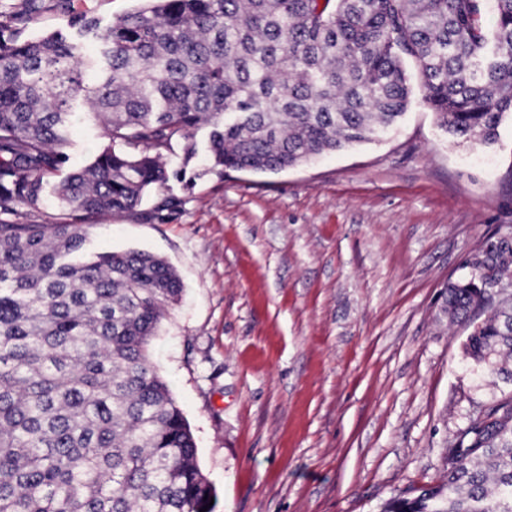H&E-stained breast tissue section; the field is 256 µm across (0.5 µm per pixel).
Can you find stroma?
Instances as JSON below:
<instances>
[{"label": "stroma", "instance_id": "35a3bbf8", "mask_svg": "<svg viewBox=\"0 0 512 512\" xmlns=\"http://www.w3.org/2000/svg\"><path fill=\"white\" fill-rule=\"evenodd\" d=\"M411 84L377 140L278 173L211 168L200 129L134 211L93 218L90 251H149L179 274L150 354L213 512H380L443 482L458 425L495 390L442 293L512 235V117L493 144L456 143ZM70 139L73 168L106 143L84 120Z\"/></svg>", "mask_w": 512, "mask_h": 512}]
</instances>
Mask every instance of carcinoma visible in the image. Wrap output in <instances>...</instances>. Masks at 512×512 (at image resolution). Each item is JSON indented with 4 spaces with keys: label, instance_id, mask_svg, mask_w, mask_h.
Segmentation results:
<instances>
[{
    "label": "carcinoma",
    "instance_id": "obj_1",
    "mask_svg": "<svg viewBox=\"0 0 512 512\" xmlns=\"http://www.w3.org/2000/svg\"><path fill=\"white\" fill-rule=\"evenodd\" d=\"M72 29L96 22L51 0ZM146 0L96 33L25 38L39 0L0 10V512H200L215 490L149 345L182 286L143 250L93 254L90 218L130 212L167 179L164 156L277 173L367 142L410 104L404 59L458 142L490 144L512 115V0ZM81 100L108 144L54 188L72 220L42 223ZM482 274L448 283L477 374L512 384V309L483 282L512 274L488 239ZM446 479L383 512H512V387L461 424Z\"/></svg>",
    "mask_w": 512,
    "mask_h": 512
}]
</instances>
